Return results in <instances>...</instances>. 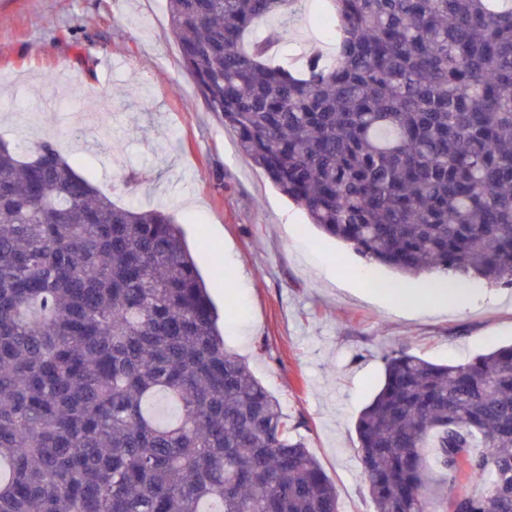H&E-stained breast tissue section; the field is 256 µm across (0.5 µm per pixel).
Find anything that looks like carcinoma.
<instances>
[{
    "label": "carcinoma",
    "instance_id": "obj_1",
    "mask_svg": "<svg viewBox=\"0 0 512 512\" xmlns=\"http://www.w3.org/2000/svg\"><path fill=\"white\" fill-rule=\"evenodd\" d=\"M167 2L208 111L323 233L512 287V0H323L330 64L266 52L309 0ZM382 360L356 422L373 512H512V345ZM300 428L225 349L171 214L0 140V512H340Z\"/></svg>",
    "mask_w": 512,
    "mask_h": 512
}]
</instances>
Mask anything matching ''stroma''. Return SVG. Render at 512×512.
<instances>
[{"instance_id":"obj_1","label":"stroma","mask_w":512,"mask_h":512,"mask_svg":"<svg viewBox=\"0 0 512 512\" xmlns=\"http://www.w3.org/2000/svg\"><path fill=\"white\" fill-rule=\"evenodd\" d=\"M322 11L310 0L280 54L331 56ZM0 139L54 141L117 204L170 211L227 350L302 421L341 512H373L355 423L386 351L453 364L512 343V288L473 282L448 310L378 296L396 273L310 224L207 111L166 0H0ZM218 264L234 287L213 276Z\"/></svg>"}]
</instances>
